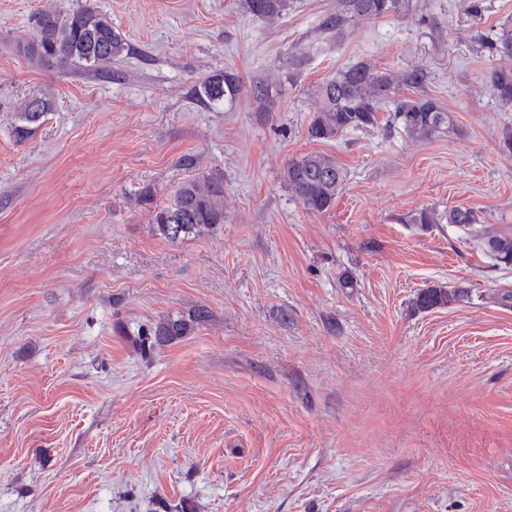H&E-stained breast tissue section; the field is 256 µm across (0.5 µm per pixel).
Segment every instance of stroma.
<instances>
[{"label":"stroma","mask_w":512,"mask_h":512,"mask_svg":"<svg viewBox=\"0 0 512 512\" xmlns=\"http://www.w3.org/2000/svg\"><path fill=\"white\" fill-rule=\"evenodd\" d=\"M88 2L131 47L106 76L17 48L72 0H0V512H512V268L405 222L463 205L512 226L488 49L512 0H413L339 39L319 31L338 0L273 20L239 0ZM360 61L457 132L411 136L386 102L371 130L311 139L319 88ZM224 71L240 94L201 100ZM33 97L53 110L16 142ZM311 152L347 171L323 213L284 178ZM207 174L223 224L156 235L154 208ZM431 286L467 294L413 310ZM200 306L187 336L136 343ZM36 103L40 106L36 107ZM52 110L53 101L49 98L39 97L20 102L14 112L13 135L16 141L24 142L35 134Z\"/></svg>","instance_id":"obj_1"}]
</instances>
